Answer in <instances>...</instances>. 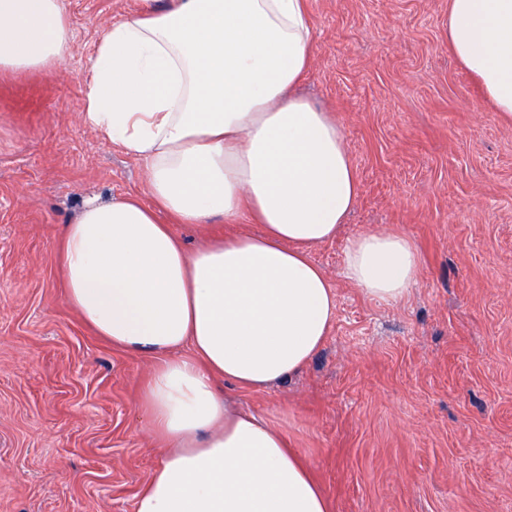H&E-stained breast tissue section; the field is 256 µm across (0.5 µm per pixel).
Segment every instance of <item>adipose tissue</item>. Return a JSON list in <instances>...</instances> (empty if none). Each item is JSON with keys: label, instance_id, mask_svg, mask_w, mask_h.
Wrapping results in <instances>:
<instances>
[{"label": "adipose tissue", "instance_id": "adipose-tissue-1", "mask_svg": "<svg viewBox=\"0 0 512 512\" xmlns=\"http://www.w3.org/2000/svg\"><path fill=\"white\" fill-rule=\"evenodd\" d=\"M71 42L61 0H0V76L57 65ZM448 45L512 121V0H448ZM314 48L305 0H141L96 44L83 118L146 161L151 202L88 205L59 257L82 321L156 359L143 403L169 448L134 512H331L286 438L215 385L297 374L336 316L309 251L336 236L359 183L339 124L296 91ZM246 215L261 233L192 253L170 229ZM418 274L405 236L345 248V277L380 301L402 300Z\"/></svg>", "mask_w": 512, "mask_h": 512}]
</instances>
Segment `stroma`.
<instances>
[{
    "mask_svg": "<svg viewBox=\"0 0 512 512\" xmlns=\"http://www.w3.org/2000/svg\"><path fill=\"white\" fill-rule=\"evenodd\" d=\"M61 2L65 60L0 77V512H133L166 446L143 407L154 361L68 305L59 243L87 204L144 193V161L82 117L93 47L139 2ZM307 4L300 89L341 124L360 186L310 251L336 318L298 374L224 391L287 438L332 512H512V123L451 53L448 0ZM376 228L420 254L396 303L342 274L348 239ZM173 230L192 250L261 227Z\"/></svg>",
    "mask_w": 512,
    "mask_h": 512,
    "instance_id": "1",
    "label": "stroma"
}]
</instances>
